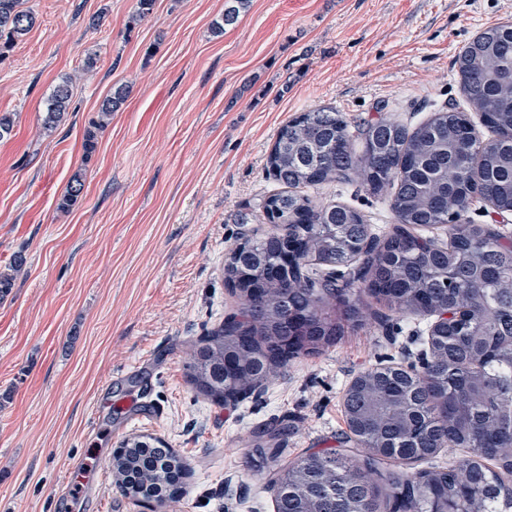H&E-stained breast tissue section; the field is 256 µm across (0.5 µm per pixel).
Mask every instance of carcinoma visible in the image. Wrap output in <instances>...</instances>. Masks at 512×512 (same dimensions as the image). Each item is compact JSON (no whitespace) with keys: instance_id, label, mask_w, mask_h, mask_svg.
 I'll use <instances>...</instances> for the list:
<instances>
[{"instance_id":"obj_1","label":"carcinoma","mask_w":512,"mask_h":512,"mask_svg":"<svg viewBox=\"0 0 512 512\" xmlns=\"http://www.w3.org/2000/svg\"><path fill=\"white\" fill-rule=\"evenodd\" d=\"M222 22L234 23L250 0H227ZM23 0H0V56L34 27ZM455 68L471 110L495 137L475 139L466 112L443 107L410 129L379 118L351 132L340 113L314 109L278 132L269 174L284 190L268 197L278 215L273 229L238 245L224 258V280L240 300L239 313L204 332L192 345L188 376L195 388L224 403V385L246 398L301 355L336 344L342 319L359 313L330 277L309 274L311 262L338 266L363 257L358 276L366 293L389 313L432 315L455 308L467 316L437 337L430 362L367 369L347 389L344 413L363 448L356 462L334 452L302 455L277 466L281 430L263 432L257 450L276 467V512H431L438 504L458 512H512V244L463 217L475 199L512 211V23L488 27L456 57ZM72 98L70 82L45 103L44 129L57 128ZM125 98L105 99L85 133L86 156ZM359 182L373 192L395 187V226L382 240L369 236L356 209L298 192L326 182ZM81 174L71 178L58 208L82 198ZM448 226V242L415 234ZM306 259L288 277L283 257ZM25 259L0 272V295L14 285ZM442 450L448 465L407 474L382 471L388 461L427 462ZM114 485L123 494L165 502L187 476L182 458L159 438L137 435L112 454Z\"/></svg>"}]
</instances>
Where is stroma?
Wrapping results in <instances>:
<instances>
[{
	"label": "stroma",
	"instance_id": "35a3bbf8",
	"mask_svg": "<svg viewBox=\"0 0 512 512\" xmlns=\"http://www.w3.org/2000/svg\"><path fill=\"white\" fill-rule=\"evenodd\" d=\"M34 28L0 57V271L26 264L0 297V512H275L273 471L254 452L283 428L281 463L354 456L343 399L380 364L419 363L431 317L391 314L291 361L231 406L189 382L191 344L237 312L224 257L265 230L243 223L279 189L267 159L280 127L333 108L349 125L395 117L415 127L437 106L466 108L453 61L477 33L512 22V0H251L213 25L226 0H23ZM93 68H86L87 59ZM55 132L45 101L62 80ZM125 88L97 149L84 133ZM81 204L57 203L76 171ZM393 228L392 189L306 188ZM160 437L191 469L173 502L143 503L112 482L120 442ZM82 465L76 485L66 469ZM72 98L70 82L64 80L55 86L45 103L44 129L51 132L63 120Z\"/></svg>",
	"mask_w": 512,
	"mask_h": 512
}]
</instances>
